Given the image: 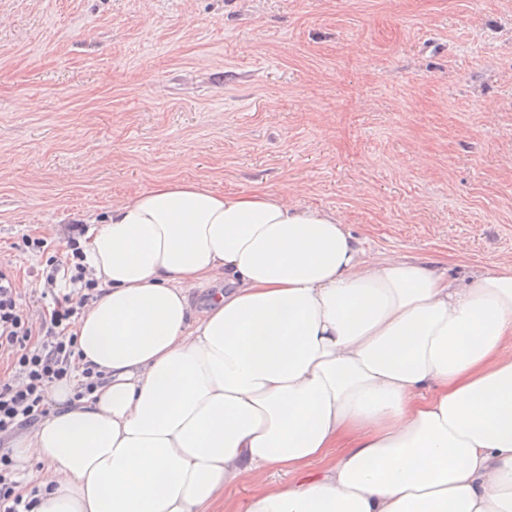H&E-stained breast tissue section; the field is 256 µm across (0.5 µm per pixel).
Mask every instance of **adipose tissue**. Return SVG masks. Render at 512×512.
<instances>
[{
    "instance_id": "adipose-tissue-1",
    "label": "adipose tissue",
    "mask_w": 512,
    "mask_h": 512,
    "mask_svg": "<svg viewBox=\"0 0 512 512\" xmlns=\"http://www.w3.org/2000/svg\"><path fill=\"white\" fill-rule=\"evenodd\" d=\"M84 252L101 382L49 384L12 447L33 512H512V265L458 286L336 213L184 180Z\"/></svg>"
}]
</instances>
